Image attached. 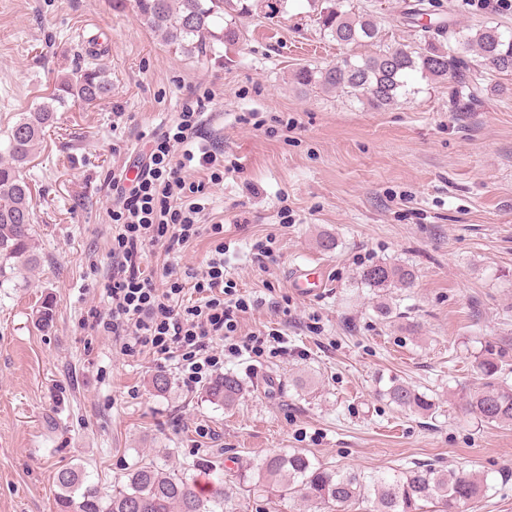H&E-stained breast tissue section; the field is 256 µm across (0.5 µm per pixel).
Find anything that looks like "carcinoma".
Here are the masks:
<instances>
[{"instance_id":"obj_1","label":"carcinoma","mask_w":512,"mask_h":512,"mask_svg":"<svg viewBox=\"0 0 512 512\" xmlns=\"http://www.w3.org/2000/svg\"><path fill=\"white\" fill-rule=\"evenodd\" d=\"M316 12L323 36L343 46H376L383 34L369 14L343 11L338 0H308ZM288 0H135L137 12L168 46L208 61L221 44H234L245 36L241 18L273 16L286 12ZM403 19L417 27L415 48L388 47L371 54H350L325 68H301L295 73L303 85H318L366 102L373 108L394 105L408 92V76L424 77L448 85L449 103L463 108L479 101L481 78L456 52V46L473 48L494 70L512 74V30L498 26H461L434 19L429 0L408 5ZM112 94V82L96 67L77 66L57 83L51 102L25 112L7 131L0 160V277L8 262L37 261L33 251V193L26 167L35 155L45 129L57 121L58 107L68 102L97 103ZM362 283L377 289L409 288L414 273L404 266L375 264L359 273ZM478 383L462 394L464 405L481 422L512 426V363L508 351L486 344L475 357ZM241 379L232 373L217 378L206 390L210 400L226 406L242 394ZM391 403L421 413L435 406L426 393L396 379L383 390ZM210 472L208 491L197 490L193 476L154 465L132 469L112 491L100 493L83 487L86 476L76 467L57 471L55 496L58 512H237L240 495L256 499L298 500L314 508L351 509L367 504V512H455L480 496L486 479L450 468L418 466L398 473L365 476L358 471H338L311 460L303 453L270 454L250 465L242 484L224 486V475L209 460L196 463ZM434 510H427V505Z\"/></svg>"}]
</instances>
